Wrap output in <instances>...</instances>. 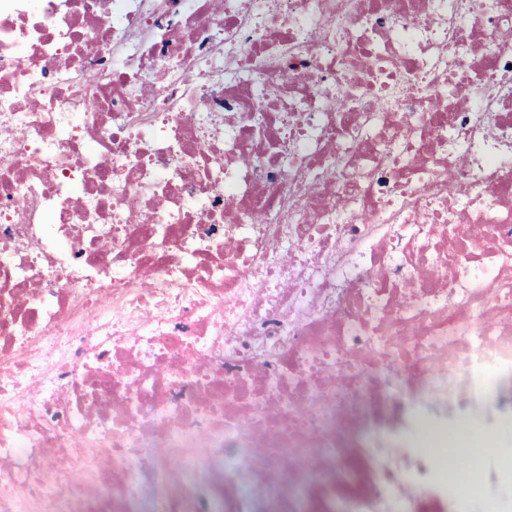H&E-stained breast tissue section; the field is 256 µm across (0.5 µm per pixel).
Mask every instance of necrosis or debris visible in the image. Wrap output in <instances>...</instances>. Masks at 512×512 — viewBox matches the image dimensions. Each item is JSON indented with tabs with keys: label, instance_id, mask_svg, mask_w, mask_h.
Segmentation results:
<instances>
[{
	"label": "necrosis or debris",
	"instance_id": "necrosis-or-debris-1",
	"mask_svg": "<svg viewBox=\"0 0 512 512\" xmlns=\"http://www.w3.org/2000/svg\"><path fill=\"white\" fill-rule=\"evenodd\" d=\"M502 415L512 0H0V512H512Z\"/></svg>",
	"mask_w": 512,
	"mask_h": 512
}]
</instances>
